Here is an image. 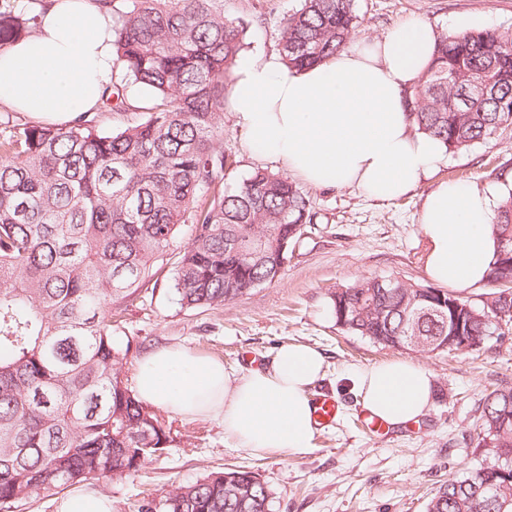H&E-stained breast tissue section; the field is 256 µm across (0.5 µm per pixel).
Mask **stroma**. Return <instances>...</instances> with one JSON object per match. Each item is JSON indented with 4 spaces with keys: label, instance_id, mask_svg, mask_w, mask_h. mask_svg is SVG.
<instances>
[{
    "label": "stroma",
    "instance_id": "obj_1",
    "mask_svg": "<svg viewBox=\"0 0 512 512\" xmlns=\"http://www.w3.org/2000/svg\"><path fill=\"white\" fill-rule=\"evenodd\" d=\"M294 3L224 0L225 15L244 25L245 54L278 52L279 20ZM356 8L358 39L384 36L410 19L440 33L512 31V0H357ZM224 151L235 161L224 180L228 191L254 170L281 169L244 149L231 112L224 115ZM443 181L473 185L501 199L512 189V127L465 152L446 154L431 177L392 202L367 199L354 188L304 185L313 222L293 245L281 276L222 308L181 307L170 288L174 266L165 264L122 304L113 325L116 342L131 337L137 343L125 379H134L143 358L164 346L245 370L270 359L281 344L299 342L319 349L327 365L310 395L334 397L339 410L332 424L316 430L307 452L262 457L237 447L219 421L171 414V441L160 458L124 481L90 484V491L109 497L112 512H134L137 501L162 500L173 486L243 467L270 489L271 512H425L442 484L466 474L485 395L512 385V334L465 355L384 349L337 326L331 297L336 288L365 277L428 285L419 217L426 195ZM400 358L418 361L432 373L433 404L416 424L366 433L355 376Z\"/></svg>",
    "mask_w": 512,
    "mask_h": 512
}]
</instances>
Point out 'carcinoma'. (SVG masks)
Here are the masks:
<instances>
[{"label": "carcinoma", "mask_w": 512, "mask_h": 512, "mask_svg": "<svg viewBox=\"0 0 512 512\" xmlns=\"http://www.w3.org/2000/svg\"><path fill=\"white\" fill-rule=\"evenodd\" d=\"M0 10V50L37 27L47 0ZM112 17L118 72L93 112L62 126L0 129V508L91 481H122L162 455L170 428L124 379L132 340L118 346L113 311L164 263L184 224L176 262L180 305L219 308L278 274L263 252L292 244L312 221L307 194L257 169L232 191L224 153L228 80L244 27L224 0H93ZM359 24L356 0H298L280 21L282 59L310 67L340 51ZM133 83L144 104L127 94ZM418 129L458 153L512 126V32L442 33L411 94ZM130 115L106 131L103 114ZM512 252V189L492 218ZM512 276L496 253L489 277ZM469 305L462 335L512 324V289L478 303L443 289L364 278L333 301L336 324L383 348L434 352L454 331L450 305ZM512 386L484 399L475 449L502 450L497 497L476 498L481 463L432 495L426 512H512ZM246 469L226 468L173 488L138 512H270L271 492Z\"/></svg>", "instance_id": "carcinoma-1"}]
</instances>
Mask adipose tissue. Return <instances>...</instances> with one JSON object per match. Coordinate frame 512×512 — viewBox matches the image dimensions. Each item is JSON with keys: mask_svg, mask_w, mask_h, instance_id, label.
Wrapping results in <instances>:
<instances>
[{"mask_svg": "<svg viewBox=\"0 0 512 512\" xmlns=\"http://www.w3.org/2000/svg\"><path fill=\"white\" fill-rule=\"evenodd\" d=\"M437 43L432 27L411 20L305 69L273 53L245 56L226 109L252 156L315 186L394 200L444 159V146L417 130L407 106ZM111 79L112 20L94 0H54L35 34L0 52V104L58 122L96 107ZM492 216V199L478 189L437 185L420 213L428 277L457 290L485 282L496 250ZM324 366L321 351L304 344L281 345L265 365L244 371L168 346L141 361L136 392L172 414L220 419L254 455L300 454L312 446L308 390ZM356 385L362 408L393 426L418 420L433 400L430 372L411 359L372 365Z\"/></svg>", "mask_w": 512, "mask_h": 512, "instance_id": "adipose-tissue-1", "label": "adipose tissue"}]
</instances>
